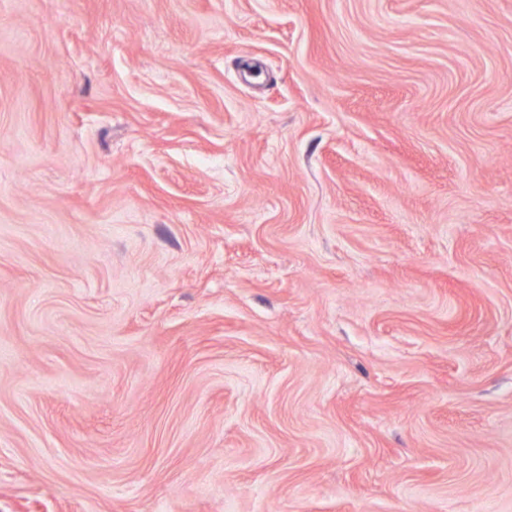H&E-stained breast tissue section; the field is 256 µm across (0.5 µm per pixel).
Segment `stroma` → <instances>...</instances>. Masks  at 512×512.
<instances>
[{
  "label": "stroma",
  "instance_id": "stroma-1",
  "mask_svg": "<svg viewBox=\"0 0 512 512\" xmlns=\"http://www.w3.org/2000/svg\"><path fill=\"white\" fill-rule=\"evenodd\" d=\"M0 512H512V0H0Z\"/></svg>",
  "mask_w": 512,
  "mask_h": 512
}]
</instances>
